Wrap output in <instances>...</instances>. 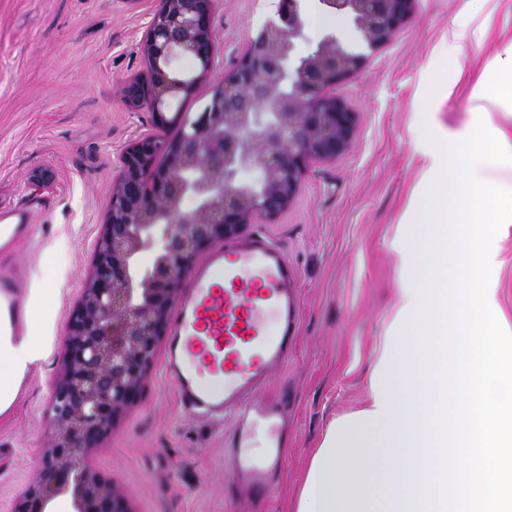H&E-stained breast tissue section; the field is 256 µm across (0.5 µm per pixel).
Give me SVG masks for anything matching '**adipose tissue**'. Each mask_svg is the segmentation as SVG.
I'll list each match as a JSON object with an SVG mask.
<instances>
[{"label": "adipose tissue", "mask_w": 512, "mask_h": 512, "mask_svg": "<svg viewBox=\"0 0 512 512\" xmlns=\"http://www.w3.org/2000/svg\"><path fill=\"white\" fill-rule=\"evenodd\" d=\"M487 19L468 12L466 22L452 30L448 59L457 77L466 64L462 48L483 38ZM455 81L449 91H456ZM480 101L486 110L512 112V41L497 54L495 68L480 82ZM423 203L407 213L398 227L393 249L400 275L394 298L393 318L383 336L376 362L368 369L369 405L356 414L333 420L312 456L294 512H379L360 480L361 475L380 476L385 507L380 512H423L419 500L424 477L437 470L423 468V407L439 401V381L419 382V362L411 341V319L427 269L421 256L427 242ZM24 335L0 329V413L10 408L28 368L41 357L33 317L25 319ZM427 400H419L420 391Z\"/></svg>", "instance_id": "ef3b65f1"}]
</instances>
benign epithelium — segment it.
<instances>
[{
    "label": "benign epithelium",
    "instance_id": "benign-epithelium-1",
    "mask_svg": "<svg viewBox=\"0 0 512 512\" xmlns=\"http://www.w3.org/2000/svg\"><path fill=\"white\" fill-rule=\"evenodd\" d=\"M157 2L139 43L145 71L123 97L153 112L162 133L120 155L92 269L67 324L40 468L12 512H53L61 495L72 512H131L90 458L140 392L181 281L204 249L286 211L311 162L349 148L357 115L333 89L391 39L415 0H319L359 40L329 33L305 54L297 52L308 41L304 0H278L276 19L248 39L202 112L170 119L169 102L191 96L213 69L217 0ZM183 57L197 61L198 74L174 67ZM169 126L178 127L172 138L163 133ZM248 171L257 179H242ZM188 196L198 202L192 210L183 206ZM144 253L153 261L142 268Z\"/></svg>",
    "mask_w": 512,
    "mask_h": 512
}]
</instances>
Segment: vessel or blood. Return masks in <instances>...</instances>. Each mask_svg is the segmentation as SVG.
<instances>
[{"label": "vessel or blood", "instance_id": "b4317fda", "mask_svg": "<svg viewBox=\"0 0 512 512\" xmlns=\"http://www.w3.org/2000/svg\"><path fill=\"white\" fill-rule=\"evenodd\" d=\"M296 278L286 251L263 236L228 243L198 264L173 312L164 376L186 413L232 424L224 457L233 472L228 490L238 495L269 496V472L281 464L275 453L256 462L247 449L260 429L268 447L279 445L281 409L255 396L291 356ZM272 317L281 330L276 338L267 334Z\"/></svg>", "mask_w": 512, "mask_h": 512}]
</instances>
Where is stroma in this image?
I'll use <instances>...</instances> for the list:
<instances>
[{
    "mask_svg": "<svg viewBox=\"0 0 512 512\" xmlns=\"http://www.w3.org/2000/svg\"><path fill=\"white\" fill-rule=\"evenodd\" d=\"M467 0H416L411 17L363 67L336 87L357 114L349 149L312 162L293 204L261 232L284 246L298 270L295 349L262 392L288 414L284 469L262 500L224 492V441L231 425L185 414L174 386L154 362L136 398L115 422L93 467L111 479L132 512H290L310 457L329 423L362 408L365 371L391 318L397 225L424 165L418 127L439 141L475 120L472 86L445 89L448 36ZM156 0H0V210L31 211L27 234L0 246V270L18 280L16 298L49 281L44 317L54 339L26 373L13 407L0 414V512H12L36 476L44 412L63 360L62 337L92 266L119 156L156 132L152 112L130 109L124 83L144 70L138 44ZM485 39L463 54L480 77L512 40V0H484ZM275 10L274 0H218L215 68L175 106L196 115L247 39ZM49 170L46 186L29 179ZM492 286L512 324V227L497 234Z\"/></svg>",
    "mask_w": 512,
    "mask_h": 512,
    "instance_id": "35a3bbf8",
    "label": "stroma"
}]
</instances>
